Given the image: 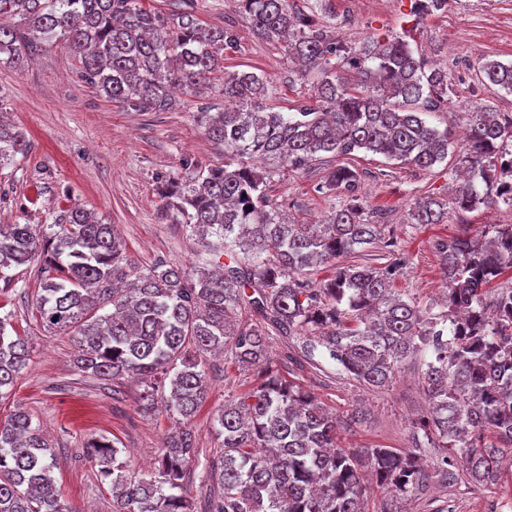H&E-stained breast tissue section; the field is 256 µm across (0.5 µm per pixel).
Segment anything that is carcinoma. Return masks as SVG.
Wrapping results in <instances>:
<instances>
[{
    "mask_svg": "<svg viewBox=\"0 0 512 512\" xmlns=\"http://www.w3.org/2000/svg\"><path fill=\"white\" fill-rule=\"evenodd\" d=\"M257 39L282 43L311 82V102L294 112L264 104V74L224 70V51L239 46L231 25H207L192 11L171 17L142 0H0V56L25 69L37 40L57 42L81 64L82 77L131 112H169L171 89L214 88L234 106L198 112V123L224 146V164L187 169L159 189L160 217L201 239L204 262L190 268L159 259L148 267L127 256L115 225L73 203L51 214L49 232L31 224L0 225V278L40 264L37 310L49 332L71 331L75 367L94 381L136 376L144 410L164 403L182 428L170 435L149 476L137 477L115 443H87L88 460L109 484L112 512H195L186 496L195 436L187 425L207 399L206 356L222 352L257 384L224 401L213 418L223 437L218 464L203 476L219 487L206 512H367L365 474L396 498L424 482L425 447L463 455L466 481H497L512 461V286L492 284L512 273V224L440 241L435 250L448 282L443 318L392 288L403 265L387 241L382 268L339 258L383 236L355 195L356 170L339 165L325 189L343 203L322 224L285 219L267 193L281 167H303L321 153L358 151L429 170L448 158V130L425 115L448 105L446 70L399 36L359 46L336 42L314 14L291 0H239ZM479 72L512 92V63L489 60ZM468 136L456 157L465 187L461 210L512 207V114L467 112ZM26 134L0 114V170L27 152ZM448 200L421 197L414 224H443ZM228 257L229 262L221 261ZM333 267L322 283L302 278ZM58 320H53V317ZM297 337L287 358L313 363L315 351L364 387L392 381L406 358L429 352L423 389L431 413L417 424L423 440L405 452L345 448L341 422L301 385L267 362V337ZM26 338L0 316V399L26 367ZM50 440L28 411L0 423V512H74L51 472Z\"/></svg>",
    "mask_w": 512,
    "mask_h": 512,
    "instance_id": "carcinoma-1",
    "label": "carcinoma"
}]
</instances>
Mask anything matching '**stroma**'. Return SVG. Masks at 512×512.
<instances>
[{"label": "stroma", "mask_w": 512, "mask_h": 512, "mask_svg": "<svg viewBox=\"0 0 512 512\" xmlns=\"http://www.w3.org/2000/svg\"><path fill=\"white\" fill-rule=\"evenodd\" d=\"M334 14L336 38L345 44L369 36L394 34L448 72V107L434 113L431 122L447 129L452 151L463 142L466 114L471 107H490L512 113V93L483 81L478 70L489 57L512 62V0H448L424 18L414 14L416 0H326ZM196 16L208 25L234 24L240 45L225 52L230 71H264L275 85L269 104L288 112L310 98L312 87L292 78L291 64L280 46L257 41L236 0H193ZM79 63L61 45L42 47L25 71L0 63V112L22 128L31 147L17 155L13 166L0 172V224L50 223L54 208L78 203L93 210L104 223L116 225L129 257L148 266L165 259L188 267L199 259L194 235L182 225L160 219L157 190L161 178L180 174L185 162L200 165L223 162L221 149L197 122L203 108H220L224 98L211 91L199 97L177 94L170 112H127L96 93L78 76ZM332 155L302 171L282 169L270 180L269 193L286 214L303 223L320 220L335 206L321 186ZM361 174L359 193L370 208L380 210L390 235L406 263L393 286L403 297L422 303L440 299L445 282L434 249L438 239L469 231L481 234L488 224H512V208L500 205L469 211L450 210L444 224L415 225L410 209L419 196H447L455 183L454 160L421 170L379 155L358 153L351 162ZM41 293L37 266L17 273L14 281L0 280V309L27 336L31 357L7 399L0 401V421L24 408L53 444V470L63 499L73 512H112V495L102 485L91 462L82 454L84 443L105 437L116 441L122 459L145 474L159 454L174 421L163 410L143 412L140 385L121 381L118 391L83 379L72 359L74 343L65 334L44 331L37 312ZM274 365L287 379L314 393L320 404L348 418L361 412L359 424L344 433L350 448L407 450L413 423L426 416L423 394V355L405 359L393 381L382 389H367L337 375L322 361L320 369L301 368L286 357V341H268ZM210 389L205 404L191 423L198 457L188 495L203 512L215 492L201 481L203 465L220 448L212 418L226 399L250 389L253 373L240 371L227 359L208 360ZM429 479L403 503L404 512H512V476L495 489L464 483L461 462L441 468L435 456L427 458Z\"/></svg>", "instance_id": "35a3bbf8"}]
</instances>
